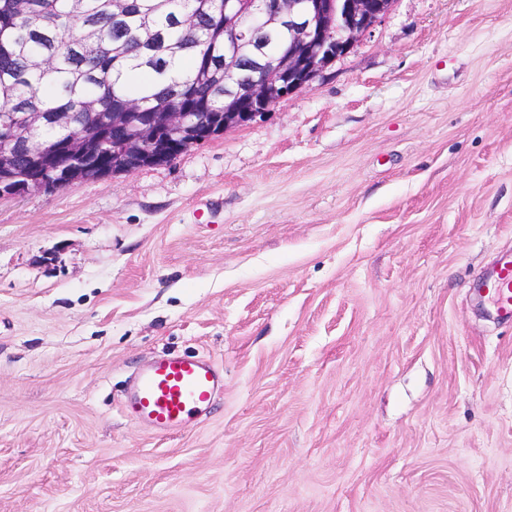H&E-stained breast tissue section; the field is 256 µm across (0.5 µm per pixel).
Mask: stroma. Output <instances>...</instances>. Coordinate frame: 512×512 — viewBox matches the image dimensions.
<instances>
[{
  "label": "stroma",
  "mask_w": 512,
  "mask_h": 512,
  "mask_svg": "<svg viewBox=\"0 0 512 512\" xmlns=\"http://www.w3.org/2000/svg\"><path fill=\"white\" fill-rule=\"evenodd\" d=\"M512 0H396L172 162L0 198V512H512ZM224 371L159 436L128 378ZM486 297L501 317L512 319V254L503 255L485 281Z\"/></svg>",
  "instance_id": "1"
}]
</instances>
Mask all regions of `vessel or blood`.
Listing matches in <instances>:
<instances>
[{
	"mask_svg": "<svg viewBox=\"0 0 512 512\" xmlns=\"http://www.w3.org/2000/svg\"><path fill=\"white\" fill-rule=\"evenodd\" d=\"M486 297L512 319V254L503 255L485 281ZM223 378L215 362L185 354L159 357L133 379L124 408L158 434L181 431L212 409Z\"/></svg>",
	"mask_w": 512,
	"mask_h": 512,
	"instance_id": "vessel-or-blood-1",
	"label": "vessel or blood"
}]
</instances>
